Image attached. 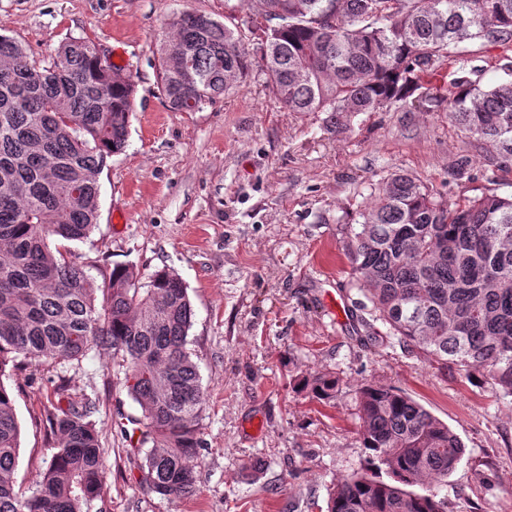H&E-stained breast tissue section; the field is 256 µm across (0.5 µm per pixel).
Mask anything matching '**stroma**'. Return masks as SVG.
I'll return each mask as SVG.
<instances>
[{
	"label": "stroma",
	"mask_w": 512,
	"mask_h": 512,
	"mask_svg": "<svg viewBox=\"0 0 512 512\" xmlns=\"http://www.w3.org/2000/svg\"><path fill=\"white\" fill-rule=\"evenodd\" d=\"M196 10L233 28L260 3L0 0V34L36 60L71 38L125 57L120 71L136 88L128 144L99 176L97 227L65 249L97 278L117 265L179 275L207 393L197 490L170 500L147 488L127 442V419L141 409L111 351L10 372L0 381L21 426L16 491L31 494L56 444L41 419L63 375L71 393L99 396L108 492L90 512H327L337 482L365 463L357 397L370 384L408 393L461 438L448 512H512V397L389 335L345 251L371 183L389 173L421 178L453 209L512 195V161L418 97L341 126L327 112L288 111L255 69L203 111H173L159 88V45L174 18ZM506 55L468 44L445 61L443 80L466 70L493 83ZM319 373L338 377L334 398L306 387Z\"/></svg>",
	"instance_id": "obj_1"
}]
</instances>
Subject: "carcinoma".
<instances>
[{
  "label": "carcinoma",
  "instance_id": "obj_1",
  "mask_svg": "<svg viewBox=\"0 0 512 512\" xmlns=\"http://www.w3.org/2000/svg\"><path fill=\"white\" fill-rule=\"evenodd\" d=\"M241 35L200 11L174 21L160 45V89L176 112H200L229 93L258 59L290 112H329L342 125L407 100L436 80L460 45L512 47V0H260ZM484 85L463 74L431 106L512 159V65ZM134 85L93 43L62 42L40 64L0 35V378L33 362L77 360L96 347L125 366L142 415L141 469L168 499L194 492L205 388L189 351L194 309L182 279L148 280L117 265L97 283L56 240L87 239L98 223V176L124 151ZM346 250L357 281L390 332L441 365L481 376L512 396V196L486 194L450 210L421 179L390 173L371 184ZM321 400L339 379L313 377ZM44 425L58 444L28 496L15 490L21 428L0 381V512H84L106 491L93 415L98 397L68 393ZM365 465L341 479L328 512H448L440 495L465 448L404 392L368 385L358 396Z\"/></svg>",
  "mask_w": 512,
  "mask_h": 512
}]
</instances>
